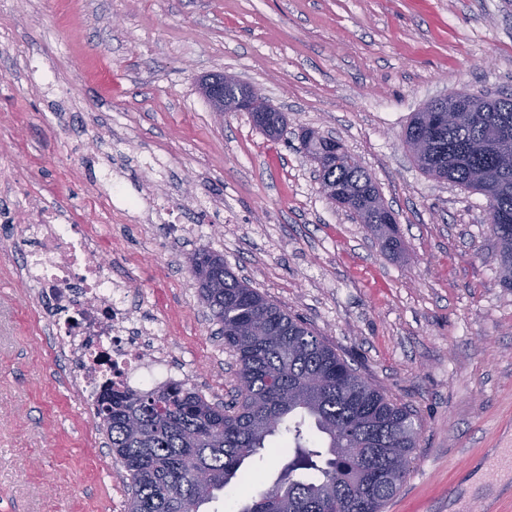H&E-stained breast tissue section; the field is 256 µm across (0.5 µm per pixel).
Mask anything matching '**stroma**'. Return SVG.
<instances>
[{"instance_id":"stroma-1","label":"stroma","mask_w":512,"mask_h":512,"mask_svg":"<svg viewBox=\"0 0 512 512\" xmlns=\"http://www.w3.org/2000/svg\"><path fill=\"white\" fill-rule=\"evenodd\" d=\"M212 73L258 87L286 116L281 139L212 112L199 85ZM461 91L512 94V0H0V167L18 185L0 198V512L129 499L19 273L28 244L9 214L35 195L102 241L142 324L209 401L235 396L236 361L187 267L200 249L415 411L413 468L384 512H512V476L492 502L463 489L492 485L476 463L512 448V290L486 200L425 175L403 144L414 112ZM306 129L361 160L397 251L323 194ZM116 184L138 210L113 208ZM161 200L195 234L144 221Z\"/></svg>"}]
</instances>
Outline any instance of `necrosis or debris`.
<instances>
[{
    "label": "necrosis or debris",
    "instance_id": "4bbe7bcc",
    "mask_svg": "<svg viewBox=\"0 0 512 512\" xmlns=\"http://www.w3.org/2000/svg\"><path fill=\"white\" fill-rule=\"evenodd\" d=\"M10 221L34 243L20 273L51 305L49 328L75 367L79 394L93 399L107 368L113 382L128 386L171 380L168 358L142 335L138 312L127 290L113 281L98 238L37 198L14 209Z\"/></svg>",
    "mask_w": 512,
    "mask_h": 512
}]
</instances>
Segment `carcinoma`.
Masks as SVG:
<instances>
[{
  "label": "carcinoma",
  "instance_id": "1",
  "mask_svg": "<svg viewBox=\"0 0 512 512\" xmlns=\"http://www.w3.org/2000/svg\"><path fill=\"white\" fill-rule=\"evenodd\" d=\"M464 96L474 108L467 120L433 127L425 107L403 142L426 175L485 197L501 282L512 288V159L498 151L501 144L512 150V94ZM264 123L275 137L284 119L271 112ZM302 148L319 161L323 181L336 185V204L397 249L387 207L359 161L339 142L305 137ZM187 263L245 393L223 404L183 381L147 392L106 382L95 416L127 474L129 512H204L231 485L256 488L241 512H382L415 459L412 410L359 374L307 322L240 280L221 256L201 250ZM275 437L294 458L262 489V476L245 466ZM193 469L209 471L212 481L193 483ZM298 470L308 474L295 479Z\"/></svg>",
  "mask_w": 512,
  "mask_h": 512
}]
</instances>
